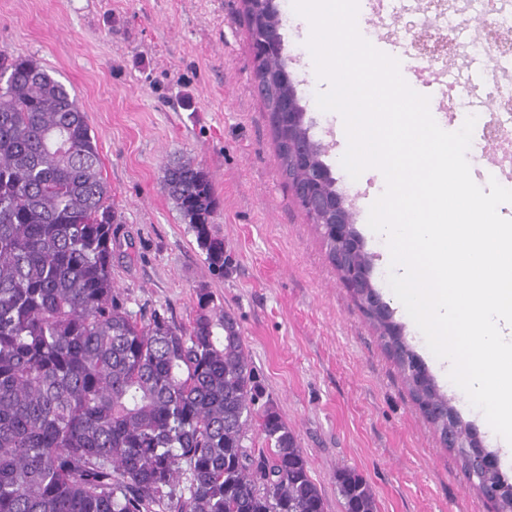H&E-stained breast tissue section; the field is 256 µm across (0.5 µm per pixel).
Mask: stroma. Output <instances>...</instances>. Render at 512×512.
<instances>
[{
  "instance_id": "1",
  "label": "stroma",
  "mask_w": 512,
  "mask_h": 512,
  "mask_svg": "<svg viewBox=\"0 0 512 512\" xmlns=\"http://www.w3.org/2000/svg\"><path fill=\"white\" fill-rule=\"evenodd\" d=\"M276 3L305 121L364 226L366 201L384 186L343 168L336 116L316 102L326 83L308 34L290 0ZM416 3L366 0L361 35L411 43ZM0 50L52 71L87 114L118 214L112 282L128 310L185 325L205 288L234 313L263 398L294 430L326 512H344L343 468L367 480L377 512H493L418 410L282 173L242 0H0ZM177 157L212 180L223 278L161 188Z\"/></svg>"
}]
</instances>
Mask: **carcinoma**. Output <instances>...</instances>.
<instances>
[{
  "instance_id": "carcinoma-1",
  "label": "carcinoma",
  "mask_w": 512,
  "mask_h": 512,
  "mask_svg": "<svg viewBox=\"0 0 512 512\" xmlns=\"http://www.w3.org/2000/svg\"><path fill=\"white\" fill-rule=\"evenodd\" d=\"M252 38L269 5L243 0ZM285 58L254 67L267 111L288 97ZM286 178L288 122H272ZM162 188L210 273L224 277L218 202L190 160ZM112 189L87 113L36 60L0 50V512H325L294 431L261 394L234 313L197 290L187 326L137 320L112 284ZM418 409L440 438L467 424L404 337L372 314ZM257 427L265 440L247 444ZM451 452L475 488L505 481L470 448ZM345 512H376L365 479L337 476Z\"/></svg>"
}]
</instances>
